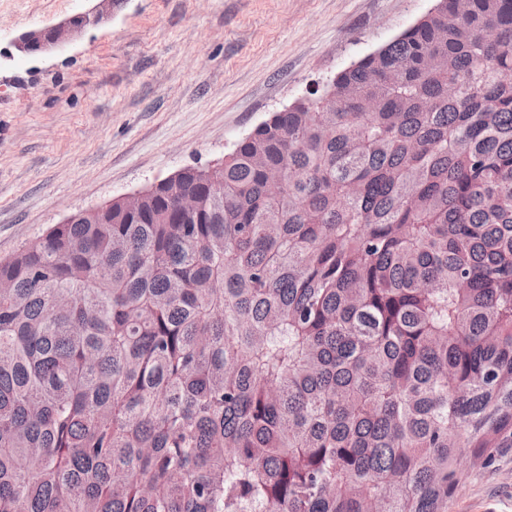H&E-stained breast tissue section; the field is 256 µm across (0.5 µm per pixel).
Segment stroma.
Instances as JSON below:
<instances>
[{
	"instance_id": "1",
	"label": "stroma",
	"mask_w": 512,
	"mask_h": 512,
	"mask_svg": "<svg viewBox=\"0 0 512 512\" xmlns=\"http://www.w3.org/2000/svg\"><path fill=\"white\" fill-rule=\"evenodd\" d=\"M98 0H0V261L71 214L222 162L435 0H122L39 56L20 33ZM448 512H512V448Z\"/></svg>"
}]
</instances>
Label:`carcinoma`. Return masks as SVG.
Returning a JSON list of instances; mask_svg holds the SVG:
<instances>
[{"instance_id":"cac0c4a2","label":"carcinoma","mask_w":512,"mask_h":512,"mask_svg":"<svg viewBox=\"0 0 512 512\" xmlns=\"http://www.w3.org/2000/svg\"><path fill=\"white\" fill-rule=\"evenodd\" d=\"M1 280L0 512H448L512 448V0H437Z\"/></svg>"}]
</instances>
